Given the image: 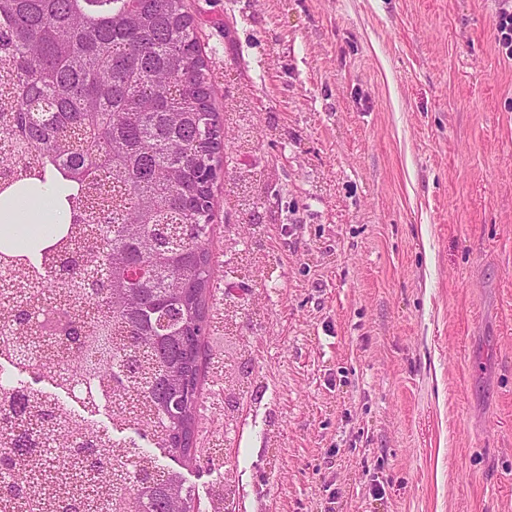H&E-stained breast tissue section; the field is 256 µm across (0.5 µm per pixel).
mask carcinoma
<instances>
[{"mask_svg": "<svg viewBox=\"0 0 512 512\" xmlns=\"http://www.w3.org/2000/svg\"><path fill=\"white\" fill-rule=\"evenodd\" d=\"M11 87H0V158L12 160L19 187L38 194L51 173L62 187L63 225L47 235H74L83 252L47 270L42 288L27 284L24 264L12 265L19 294L0 298V335L13 351L31 335L30 309L68 317L67 349L44 353L38 378L68 381L80 407L83 384L107 375L112 411L125 415L136 399L149 413L127 423L143 441L165 434L172 458L190 451L201 406L199 354L205 337L239 307L208 306L212 185L224 126L240 113L210 103L208 65L201 57L184 0H0V62ZM235 183L244 215L258 205ZM24 387L30 410L16 421L46 427L56 448L59 481L38 482L39 461L15 421L0 425V464L13 470L16 497L33 506L49 494L54 512H168L174 498L194 512L195 494L131 440L75 413L57 395L22 375L0 379V395ZM81 465L104 481L97 493L67 496L69 471Z\"/></svg>", "mask_w": 512, "mask_h": 512, "instance_id": "carcinoma-1", "label": "carcinoma"}]
</instances>
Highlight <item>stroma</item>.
I'll return each mask as SVG.
<instances>
[{
	"instance_id": "35a3bbf8",
	"label": "stroma",
	"mask_w": 512,
	"mask_h": 512,
	"mask_svg": "<svg viewBox=\"0 0 512 512\" xmlns=\"http://www.w3.org/2000/svg\"><path fill=\"white\" fill-rule=\"evenodd\" d=\"M224 111L214 287L229 177L269 174L263 277L240 303L252 394L224 425L201 378L191 457L162 458L213 512H512V60L499 0H185ZM497 21L499 46L502 47L507 59H512V4L510 0H502Z\"/></svg>"
}]
</instances>
